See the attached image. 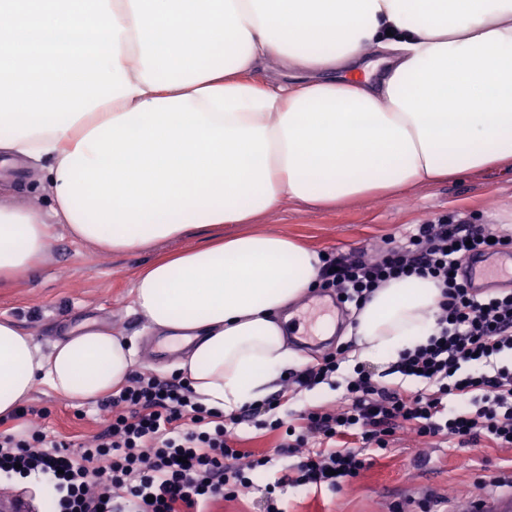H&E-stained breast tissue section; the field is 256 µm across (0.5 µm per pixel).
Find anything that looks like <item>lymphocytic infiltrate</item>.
<instances>
[{
  "label": "lymphocytic infiltrate",
  "instance_id": "lymphocytic-infiltrate-1",
  "mask_svg": "<svg viewBox=\"0 0 512 512\" xmlns=\"http://www.w3.org/2000/svg\"><path fill=\"white\" fill-rule=\"evenodd\" d=\"M509 244L512 236L490 225L442 215L378 249L323 257L320 288L358 309L388 281L436 282L435 332L395 365L434 391L393 389L358 366L340 404L308 408L287 422L277 415L280 398L227 417L200 403L180 375L137 372L98 401L107 426L85 444L51 440L36 428L0 431V477L40 476L52 490L53 512H208L213 501L246 493L271 465L274 455H246L231 431L256 416L282 433L274 454H299L297 485L333 491L355 481L401 433L426 446L443 437L460 448L484 439L511 448L512 291L483 297L459 274L472 252ZM344 354L340 347L289 371L285 392L331 381Z\"/></svg>",
  "mask_w": 512,
  "mask_h": 512
}]
</instances>
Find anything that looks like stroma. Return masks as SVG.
<instances>
[{"instance_id": "1", "label": "stroma", "mask_w": 512, "mask_h": 512, "mask_svg": "<svg viewBox=\"0 0 512 512\" xmlns=\"http://www.w3.org/2000/svg\"><path fill=\"white\" fill-rule=\"evenodd\" d=\"M462 213L475 224L512 226V169L497 168L396 196H378L322 210L284 202L262 216L261 227L299 238L328 253H355L383 246L413 225L435 215ZM196 237L165 241L154 252L108 253L74 240L56 225L42 264L19 273L0 288V312L13 316L43 348L59 340L65 328L96 319L125 338H135L136 370L170 377L175 355L156 352L146 341L150 330L131 308V284L153 254L195 245ZM36 427L76 443L99 432L104 422L95 402L74 403L47 386H36L28 402ZM295 456L276 457L256 479L255 490L234 500H217L211 512H261L266 484L279 482L287 512H418V503L434 500L438 512H469L474 491L507 492L512 478V447L432 448L402 436L396 448L342 490L295 486L289 481Z\"/></svg>"}]
</instances>
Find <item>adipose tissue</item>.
Wrapping results in <instances>:
<instances>
[{
    "label": "adipose tissue",
    "instance_id": "1",
    "mask_svg": "<svg viewBox=\"0 0 512 512\" xmlns=\"http://www.w3.org/2000/svg\"><path fill=\"white\" fill-rule=\"evenodd\" d=\"M369 53L375 85L355 70ZM270 57L285 71L258 76ZM32 163L49 202H0V288L56 224L117 254L200 235L141 267L132 304L188 343L175 367L201 402L236 413L301 365L282 316L322 265L260 216L512 166V0H0V164ZM439 296L416 276L377 288L355 356L426 343ZM136 354L94 326L45 351L0 314V419L39 384L110 393Z\"/></svg>",
    "mask_w": 512,
    "mask_h": 512
}]
</instances>
